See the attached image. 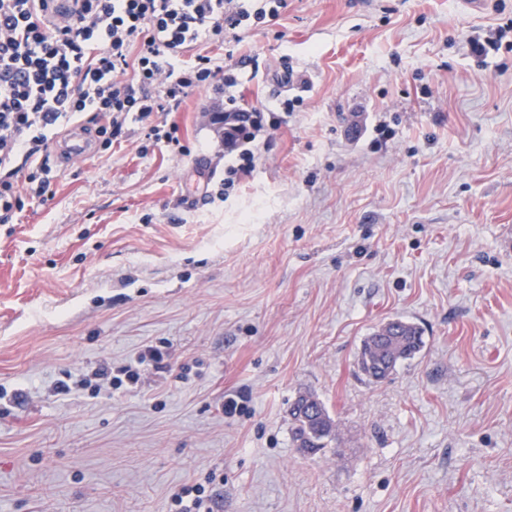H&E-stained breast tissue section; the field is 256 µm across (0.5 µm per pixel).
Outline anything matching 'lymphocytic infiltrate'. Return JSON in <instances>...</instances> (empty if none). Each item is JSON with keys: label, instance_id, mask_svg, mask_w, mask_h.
I'll list each match as a JSON object with an SVG mask.
<instances>
[{"label": "lymphocytic infiltrate", "instance_id": "lymphocytic-infiltrate-1", "mask_svg": "<svg viewBox=\"0 0 512 512\" xmlns=\"http://www.w3.org/2000/svg\"><path fill=\"white\" fill-rule=\"evenodd\" d=\"M287 0H0V223H12L31 196L45 198L51 136L87 118L111 148L129 117L171 112L194 91L235 86L236 76L200 50L227 32L278 20ZM264 109L224 105V146L234 164L225 188L256 167L252 148Z\"/></svg>", "mask_w": 512, "mask_h": 512}]
</instances>
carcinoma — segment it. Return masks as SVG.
<instances>
[{"instance_id":"carcinoma-1","label":"carcinoma","mask_w":512,"mask_h":512,"mask_svg":"<svg viewBox=\"0 0 512 512\" xmlns=\"http://www.w3.org/2000/svg\"><path fill=\"white\" fill-rule=\"evenodd\" d=\"M387 325L389 335L367 337L358 358L360 372L376 383L386 380L400 361L413 357L423 346L419 327L399 319ZM289 414L293 441L300 450L315 454L337 442L335 422L314 395H299Z\"/></svg>"}]
</instances>
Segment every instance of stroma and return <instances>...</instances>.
Returning <instances> with one entry per match:
<instances>
[{"label": "stroma", "mask_w": 512, "mask_h": 512, "mask_svg": "<svg viewBox=\"0 0 512 512\" xmlns=\"http://www.w3.org/2000/svg\"><path fill=\"white\" fill-rule=\"evenodd\" d=\"M512 0H288L191 94L0 224V512H512ZM280 110L232 190L214 112ZM393 134L382 138L379 126ZM424 346L358 369L385 321ZM165 352L131 388L94 372ZM314 394L338 447L291 438ZM239 410L226 415L225 398ZM389 335L368 336L362 345L358 368L372 382L386 380L397 364L417 354L422 346V332L419 327L402 320L387 322ZM203 487L181 488L174 494L175 500L181 505V512H201L204 504Z\"/></svg>", "instance_id": "stroma-1"}]
</instances>
